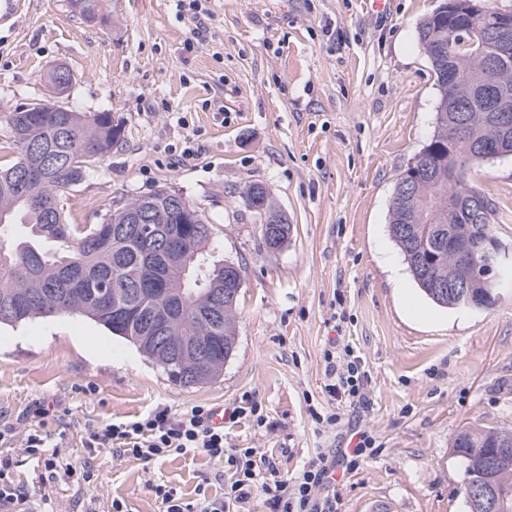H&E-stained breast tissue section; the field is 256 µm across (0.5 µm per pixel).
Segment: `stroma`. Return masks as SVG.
<instances>
[{
	"mask_svg": "<svg viewBox=\"0 0 512 512\" xmlns=\"http://www.w3.org/2000/svg\"><path fill=\"white\" fill-rule=\"evenodd\" d=\"M438 0H206L195 34L173 0H101L97 21L70 0H20L0 23V164L14 158L7 115L48 99L46 75L73 74L64 106L112 112L122 142L67 193L73 224L165 188L199 208L226 260L243 270L236 342L213 381L179 386L129 342L78 315L0 327V428L46 433L43 458L13 451L9 479L29 512H161L153 485L193 501L224 494L200 451L145 464L85 446L90 423L138 418L163 404L264 417L225 420L230 448H256L292 475L352 430L375 452L346 472L342 512H463L450 448L465 427H512V156L474 168L497 205L508 278L489 310L441 308L416 286L389 236L400 173L430 141L437 90L418 39ZM195 153L184 156L186 145ZM263 184L291 233L268 251L247 208ZM361 357L366 402L331 401L327 351ZM335 411V427L313 411ZM91 464L90 487L68 467Z\"/></svg>",
	"mask_w": 512,
	"mask_h": 512,
	"instance_id": "stroma-1",
	"label": "stroma"
}]
</instances>
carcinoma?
<instances>
[{"label":"carcinoma","mask_w":512,"mask_h":512,"mask_svg":"<svg viewBox=\"0 0 512 512\" xmlns=\"http://www.w3.org/2000/svg\"><path fill=\"white\" fill-rule=\"evenodd\" d=\"M471 28L456 15L451 0H440L418 30V39L436 76L439 97L435 133L424 148L436 166L448 171V114L461 113L468 138L457 145L456 162L473 168L480 159L472 147L497 138L489 119L491 99L485 92L484 61L478 55L438 57V45L459 42ZM456 98L448 103V84ZM495 85L512 99V51L495 74ZM44 100L33 112L21 106L8 115L16 157L0 166V325L36 317L81 314L132 343L161 365L169 379L182 386L213 380L224 370L236 339V301L213 313L208 298L196 308L181 310V290L224 288V261L213 259L217 246L205 216L183 224L167 212V189H158L112 209L99 224H70L64 199L82 181L88 165L112 152L122 127L112 113L54 112ZM486 197L479 182L431 183L424 178L401 207L390 211L389 235L398 247L419 289L443 308L459 306V294L448 287L456 277L451 251L436 252L448 228L477 236H495L489 203L486 222L467 224L448 210V198ZM153 199L154 223L127 224L124 213ZM180 255L206 263L207 277L184 273L171 247ZM495 274L479 268L470 273V297L488 309L496 302ZM451 448L463 469L462 497L471 488L486 487L506 499L512 512V453L493 461L498 448H512V429L465 428Z\"/></svg>","instance_id":"cac0c4a2"}]
</instances>
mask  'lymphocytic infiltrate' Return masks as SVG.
Segmentation results:
<instances>
[{"label": "lymphocytic infiltrate", "instance_id": "lymphocytic-infiltrate-1", "mask_svg": "<svg viewBox=\"0 0 512 512\" xmlns=\"http://www.w3.org/2000/svg\"><path fill=\"white\" fill-rule=\"evenodd\" d=\"M326 389L335 399L360 404L365 398L364 370L351 350L325 354ZM88 447L109 448L119 455L149 463L171 453L203 450L230 474L220 498L203 497L187 501L174 488L157 484L153 491L163 512H241L252 492H260L265 512H341L342 498L335 477L337 459L353 470L371 446L367 434H360L355 448L341 451L318 449L314 460L295 477L281 475L274 461L260 456L254 448L226 449L224 429L212 421L210 409L196 405L181 413L156 406L146 415L126 422H97L88 425ZM20 444L30 455H44L47 436L28 430L22 440L0 429V512H26L27 492L8 478L13 464L8 449Z\"/></svg>", "mask_w": 512, "mask_h": 512}]
</instances>
